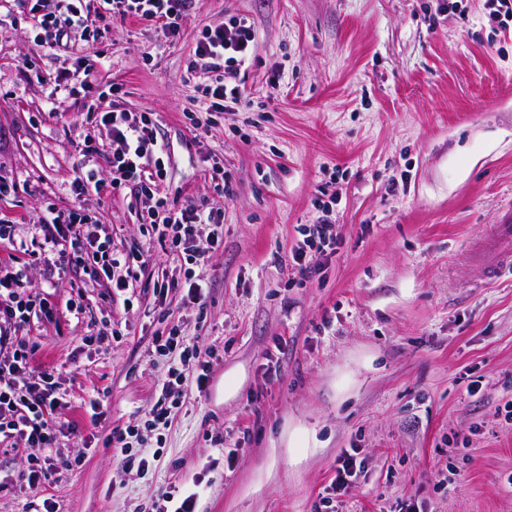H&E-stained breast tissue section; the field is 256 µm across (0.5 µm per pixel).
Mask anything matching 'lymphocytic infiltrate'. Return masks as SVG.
Here are the masks:
<instances>
[{"mask_svg": "<svg viewBox=\"0 0 512 512\" xmlns=\"http://www.w3.org/2000/svg\"><path fill=\"white\" fill-rule=\"evenodd\" d=\"M192 8V0H0V26L23 13L31 28L40 33L42 47L73 50L74 59L64 61L49 79L45 100L56 104L60 96L91 94L84 134L82 160L72 182L75 200L66 208L43 201L31 223L0 215V437L14 438L25 447L52 450L68 425L56 420L67 408V392L53 369L34 365V352L19 335L34 322L52 319L55 305L29 286L28 274L39 270L49 287H57L62 273L93 262L92 277L116 290L128 288L146 264L143 252L115 246L111 236L86 206L87 189L101 192L129 191L143 201L145 222L159 243L180 250L187 297L201 301L208 284L199 267L218 248L224 231L220 213L189 201L172 209L161 190L166 176L164 141L148 112L121 109L105 91H95V61L90 55L101 32L97 20L112 17L157 26L165 38L179 37ZM254 37L240 18L205 29L197 39L186 70L187 81L198 92L196 103L208 112L224 111L242 99L238 75L248 60ZM109 159V175L101 177L99 156ZM205 242H198V235ZM334 224L310 225L302 242L291 249V259L303 280L316 268L307 259L309 251L332 254L339 248ZM160 348L172 354L173 363L160 385V395L149 411L147 426L167 425L173 408L184 396V368L196 358L197 348L187 345L178 329H170ZM363 472L357 452H343L336 461V475L322 507L332 508L336 498L348 495Z\"/></svg>", "mask_w": 512, "mask_h": 512, "instance_id": "f902f5d3", "label": "lymphocytic infiltrate"}]
</instances>
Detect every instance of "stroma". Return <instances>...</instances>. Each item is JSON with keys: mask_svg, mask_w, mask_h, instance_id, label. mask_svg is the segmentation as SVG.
Wrapping results in <instances>:
<instances>
[{"mask_svg": "<svg viewBox=\"0 0 512 512\" xmlns=\"http://www.w3.org/2000/svg\"><path fill=\"white\" fill-rule=\"evenodd\" d=\"M231 17L254 34L243 99L201 112L186 68L202 31ZM100 29L102 86L153 113L165 193L219 209L224 243L198 305L173 283L181 254L139 223L141 202L89 198L115 244L151 257L123 295L66 273L55 317L25 332L70 394L61 419L75 431L52 455L71 465L32 490V449L0 446V512L47 499L57 512H149L176 487L198 490L197 512H315L350 448L364 472L338 512H512V422L499 414L512 403V275L486 281L465 257L512 207V27L491 0H194L165 44L143 23ZM58 66L25 20L0 29V174L22 185L0 214L73 201L85 105H44ZM323 219L342 245L311 253L320 273L299 284L289 252ZM77 296L80 316L66 308ZM104 317L117 336L92 339ZM174 326L208 382L187 370L182 404L148 430L171 366L156 338ZM129 427L154 453L138 472L114 448Z\"/></svg>", "mask_w": 512, "mask_h": 512, "instance_id": "stroma-1", "label": "stroma"}]
</instances>
